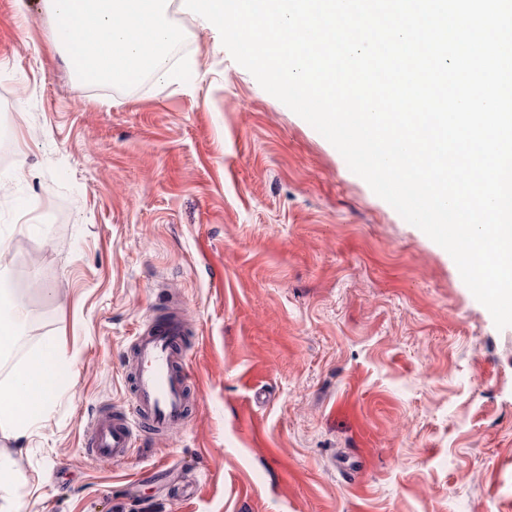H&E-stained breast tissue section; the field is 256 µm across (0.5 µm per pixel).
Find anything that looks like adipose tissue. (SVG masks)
<instances>
[{
  "instance_id": "1",
  "label": "adipose tissue",
  "mask_w": 512,
  "mask_h": 512,
  "mask_svg": "<svg viewBox=\"0 0 512 512\" xmlns=\"http://www.w3.org/2000/svg\"><path fill=\"white\" fill-rule=\"evenodd\" d=\"M22 317L18 289L0 278V353L15 343ZM65 367L58 341L47 338L0 383V436L18 440L27 434L54 398Z\"/></svg>"
}]
</instances>
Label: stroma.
Wrapping results in <instances>:
<instances>
[{
	"label": "stroma",
	"instance_id": "1",
	"mask_svg": "<svg viewBox=\"0 0 512 512\" xmlns=\"http://www.w3.org/2000/svg\"><path fill=\"white\" fill-rule=\"evenodd\" d=\"M191 79L78 85L47 0H0V276L69 371L0 512H512V326L450 254L171 5ZM174 312L182 425L86 448Z\"/></svg>",
	"mask_w": 512,
	"mask_h": 512
}]
</instances>
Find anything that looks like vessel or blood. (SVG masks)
Segmentation results:
<instances>
[{"mask_svg": "<svg viewBox=\"0 0 512 512\" xmlns=\"http://www.w3.org/2000/svg\"><path fill=\"white\" fill-rule=\"evenodd\" d=\"M184 334L181 318L169 315L151 321L136 336L134 397L122 414L94 418L90 427L94 456L116 462L127 460L134 452L137 427L145 425L154 434L165 435L181 423L190 386L181 363Z\"/></svg>", "mask_w": 512, "mask_h": 512, "instance_id": "1", "label": "vessel or blood"}]
</instances>
